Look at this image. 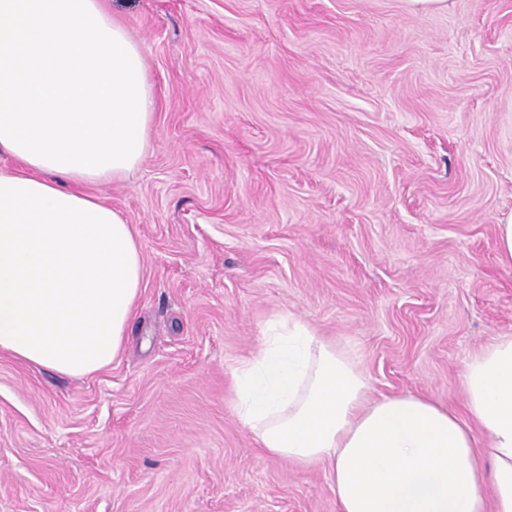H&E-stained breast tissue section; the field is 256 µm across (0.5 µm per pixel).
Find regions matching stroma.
I'll return each instance as SVG.
<instances>
[{"mask_svg":"<svg viewBox=\"0 0 512 512\" xmlns=\"http://www.w3.org/2000/svg\"><path fill=\"white\" fill-rule=\"evenodd\" d=\"M104 2L157 101L143 163L86 188L133 227L139 316L89 376L0 356V512H340L232 372L290 315L373 396L463 411L512 333V0ZM497 244L501 260L512 265V213L498 219Z\"/></svg>","mask_w":512,"mask_h":512,"instance_id":"35a3bbf8","label":"stroma"}]
</instances>
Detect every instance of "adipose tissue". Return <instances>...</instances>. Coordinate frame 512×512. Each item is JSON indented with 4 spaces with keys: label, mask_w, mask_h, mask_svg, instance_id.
I'll use <instances>...</instances> for the list:
<instances>
[{
    "label": "adipose tissue",
    "mask_w": 512,
    "mask_h": 512,
    "mask_svg": "<svg viewBox=\"0 0 512 512\" xmlns=\"http://www.w3.org/2000/svg\"><path fill=\"white\" fill-rule=\"evenodd\" d=\"M155 108L143 50L103 0H0V154L17 163L0 171V354L83 377L123 351L142 254L83 187L143 162ZM461 381L463 418L369 398L357 364L288 316L233 372L239 421L271 456L327 463L340 512H512V334Z\"/></svg>",
    "instance_id": "obj_1"
}]
</instances>
